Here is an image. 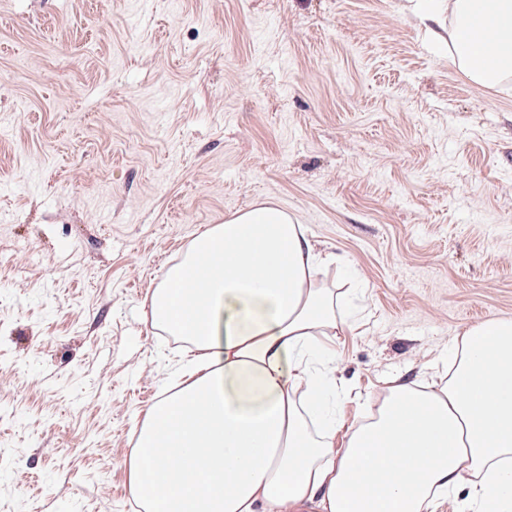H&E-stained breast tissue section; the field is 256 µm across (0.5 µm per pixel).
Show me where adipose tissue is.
<instances>
[{
  "mask_svg": "<svg viewBox=\"0 0 512 512\" xmlns=\"http://www.w3.org/2000/svg\"><path fill=\"white\" fill-rule=\"evenodd\" d=\"M450 61L471 80L512 76V0H448ZM277 204L193 239L153 293V323L200 357L132 437L147 512H437L467 488L473 512H512V320L468 328L440 386L390 388L336 451L327 373L353 327L347 294Z\"/></svg>",
  "mask_w": 512,
  "mask_h": 512,
  "instance_id": "obj_1",
  "label": "adipose tissue"
}]
</instances>
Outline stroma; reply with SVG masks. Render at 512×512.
I'll use <instances>...</instances> for the list:
<instances>
[{"instance_id": "stroma-1", "label": "stroma", "mask_w": 512, "mask_h": 512, "mask_svg": "<svg viewBox=\"0 0 512 512\" xmlns=\"http://www.w3.org/2000/svg\"><path fill=\"white\" fill-rule=\"evenodd\" d=\"M263 201L359 275L334 382L368 418L512 319V80L449 63L446 0H0V512H143L150 297Z\"/></svg>"}]
</instances>
